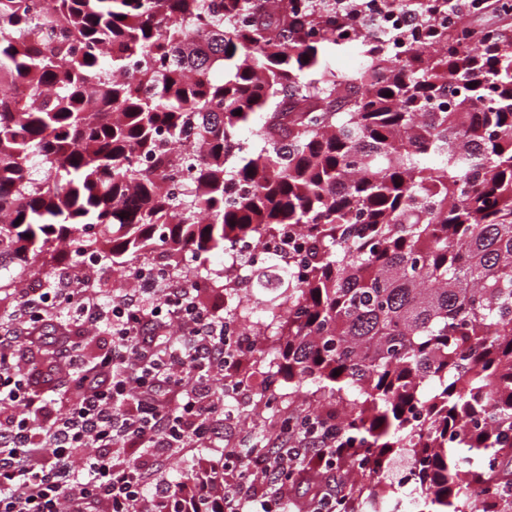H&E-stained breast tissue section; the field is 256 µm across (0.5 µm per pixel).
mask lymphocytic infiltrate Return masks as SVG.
Here are the masks:
<instances>
[{
  "mask_svg": "<svg viewBox=\"0 0 512 512\" xmlns=\"http://www.w3.org/2000/svg\"><path fill=\"white\" fill-rule=\"evenodd\" d=\"M327 2L344 31L374 33L380 19L395 15L413 32L498 4L431 0L424 10L411 0ZM53 297L82 324L61 353L65 374L81 381L80 397L57 414L43 391L52 372L41 367L19 375L15 339L0 336V512H168L181 489L155 479L159 463L169 451L209 444L221 408L206 398V382L239 362L223 320L177 276L145 272L129 279L125 292L106 295L86 272L49 292L22 289L25 336L35 333L29 311ZM102 331L108 350L85 364L88 338ZM299 456L331 468L336 444L318 437L251 453L238 481L220 488L225 512H238V501L254 497L259 512H288V473Z\"/></svg>",
  "mask_w": 512,
  "mask_h": 512,
  "instance_id": "obj_1",
  "label": "lymphocytic infiltrate"
}]
</instances>
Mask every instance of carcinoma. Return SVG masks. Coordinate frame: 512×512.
Returning <instances> with one entry per match:
<instances>
[{"mask_svg": "<svg viewBox=\"0 0 512 512\" xmlns=\"http://www.w3.org/2000/svg\"><path fill=\"white\" fill-rule=\"evenodd\" d=\"M428 40L400 57L298 0H0V270L62 247L126 280L160 249L255 336L235 384L273 355L260 398L287 376L280 425L336 431L360 493L409 454L415 512H512V30ZM287 226L307 257L272 287L204 265Z\"/></svg>", "mask_w": 512, "mask_h": 512, "instance_id": "carcinoma-1", "label": "carcinoma"}]
</instances>
